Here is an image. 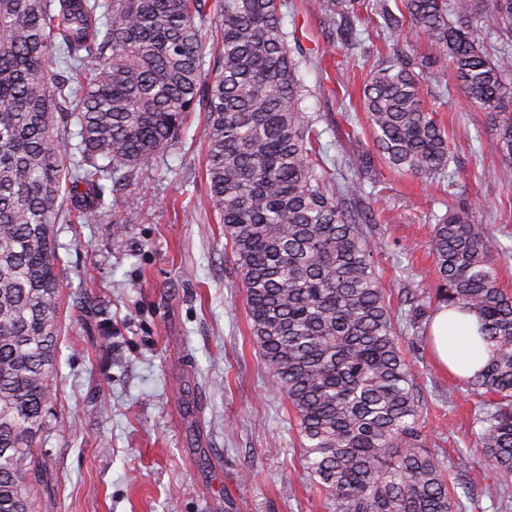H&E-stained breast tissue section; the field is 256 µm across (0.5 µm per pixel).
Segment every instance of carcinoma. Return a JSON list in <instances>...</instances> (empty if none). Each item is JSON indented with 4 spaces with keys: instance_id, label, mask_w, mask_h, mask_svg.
Here are the masks:
<instances>
[{
    "instance_id": "cac0c4a2",
    "label": "carcinoma",
    "mask_w": 512,
    "mask_h": 512,
    "mask_svg": "<svg viewBox=\"0 0 512 512\" xmlns=\"http://www.w3.org/2000/svg\"><path fill=\"white\" fill-rule=\"evenodd\" d=\"M380 7L430 57L370 72L363 112L375 151L425 180L447 174L448 133L423 105L414 68L452 66L476 112L493 114L490 152L512 167V0H400ZM356 0L329 23L348 42ZM282 0H0V512H37L50 471L38 445L55 427L63 261L54 226L84 224L107 186L129 188L188 115L206 118L207 188L245 289L250 333L293 410L301 457L336 512H473L468 489L427 448L416 372L381 286L366 194L370 156L325 167L304 115ZM217 21L205 69L196 18ZM346 14L347 27L336 16ZM499 47L488 50L490 40ZM76 126L71 130L70 126ZM78 142L71 143L72 139ZM496 236L457 206L426 241L436 301L477 315L489 359L471 377L484 466L512 488V296Z\"/></svg>"
}]
</instances>
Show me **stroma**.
Here are the masks:
<instances>
[{"label":"stroma","mask_w":512,"mask_h":512,"mask_svg":"<svg viewBox=\"0 0 512 512\" xmlns=\"http://www.w3.org/2000/svg\"><path fill=\"white\" fill-rule=\"evenodd\" d=\"M331 0H283L295 32L306 118L326 163L373 148L362 106L370 70L410 47L407 28H369L355 49L336 39ZM423 101L448 131L454 183L429 182L375 160L366 191L378 192L374 259L393 304L403 290L435 285L425 242L449 208L468 205L502 244L500 282L512 292V171L488 150L492 120L473 111L451 67L425 74ZM191 113L168 150L141 167L138 204L124 191L85 224L57 225L64 263L56 379L60 420L40 448L52 473L39 512H333L305 472L287 401L250 335L245 292L224 226L210 204L201 139ZM418 373L429 447L503 512L470 457L474 399L449 392L451 374L420 334L400 330Z\"/></svg>","instance_id":"stroma-1"}]
</instances>
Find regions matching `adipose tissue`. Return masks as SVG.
<instances>
[{"instance_id": "ef3b65f1", "label": "adipose tissue", "mask_w": 512, "mask_h": 512, "mask_svg": "<svg viewBox=\"0 0 512 512\" xmlns=\"http://www.w3.org/2000/svg\"><path fill=\"white\" fill-rule=\"evenodd\" d=\"M431 332L441 362L452 371L470 376L484 364L486 352L478 338L474 314L441 307Z\"/></svg>"}]
</instances>
